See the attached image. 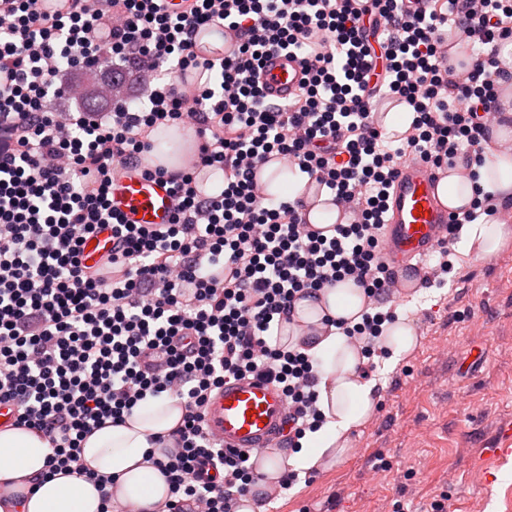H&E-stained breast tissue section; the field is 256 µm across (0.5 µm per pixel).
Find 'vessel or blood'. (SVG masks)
<instances>
[{"instance_id": "b4317fda", "label": "vessel or blood", "mask_w": 512, "mask_h": 512, "mask_svg": "<svg viewBox=\"0 0 512 512\" xmlns=\"http://www.w3.org/2000/svg\"><path fill=\"white\" fill-rule=\"evenodd\" d=\"M305 82L304 68L292 55L278 51L265 56L258 83L267 100L285 103ZM437 170L418 161H407L389 199L383 257L393 271L423 259L448 235L452 212L440 205ZM113 212L126 223H170L176 200L158 179L130 172L116 178L109 192ZM112 247L110 228L99 229L84 247L87 264H95ZM288 405L281 390L263 378L225 383L210 400L206 413L209 432L225 448L245 452L260 462L277 448L287 430Z\"/></svg>"}]
</instances>
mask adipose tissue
Masks as SVG:
<instances>
[{"label": "adipose tissue", "instance_id": "obj_1", "mask_svg": "<svg viewBox=\"0 0 512 512\" xmlns=\"http://www.w3.org/2000/svg\"><path fill=\"white\" fill-rule=\"evenodd\" d=\"M491 142L486 163L479 169V182L500 200L512 201V129H493ZM511 241L512 225L481 218L463 225L459 251L483 259ZM364 309L363 293L346 282L297 303L296 325L283 341L305 344L307 354L320 360L318 406L326 421L319 430L306 433L292 457L276 454L261 461L265 480L242 498L237 512H268L266 493L285 464L310 469L339 460L348 450L350 430L371 418L376 395L373 383L359 373L360 352L345 336L318 329L323 315L357 322ZM184 413L179 400L146 397L124 424L108 423L87 435L81 444L80 462L91 472L114 477L113 498L132 504L136 512H163L168 486L146 455L153 449L151 436L176 429ZM47 458L48 444L39 432L11 427L0 430V483H12L25 495L22 504L10 512H101V493L95 483L76 474L45 478Z\"/></svg>", "mask_w": 512, "mask_h": 512}]
</instances>
